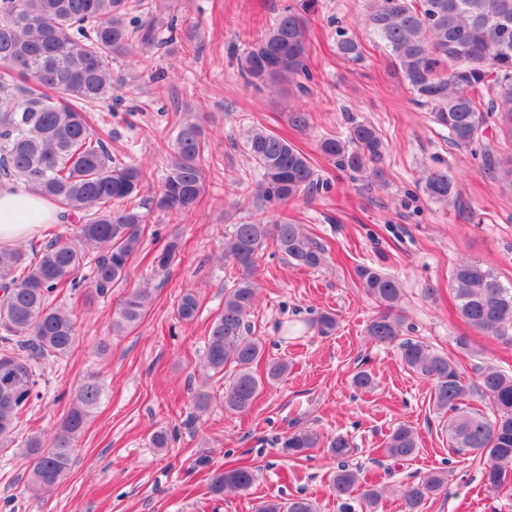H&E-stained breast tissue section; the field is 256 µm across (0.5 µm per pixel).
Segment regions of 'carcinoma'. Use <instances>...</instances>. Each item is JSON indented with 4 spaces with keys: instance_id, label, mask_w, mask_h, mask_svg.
I'll list each match as a JSON object with an SVG mask.
<instances>
[{
    "instance_id": "cac0c4a2",
    "label": "carcinoma",
    "mask_w": 512,
    "mask_h": 512,
    "mask_svg": "<svg viewBox=\"0 0 512 512\" xmlns=\"http://www.w3.org/2000/svg\"><path fill=\"white\" fill-rule=\"evenodd\" d=\"M317 0H301L283 10L271 27L247 50L241 75L256 89L293 83L302 93L310 80L307 68V19ZM145 0H0V182L53 202L71 232L48 231L49 239L26 253L0 246V452L13 446L20 419L40 398L39 368L63 360L77 341L75 315L58 304L61 292L83 286L98 296L126 279L141 252L146 214L137 200L145 173L112 154V58L133 44L156 42ZM367 21L388 52L395 74L406 82L412 100L431 110L433 122L448 129V143L481 157L484 171L512 191V0H367ZM336 51L357 63L363 48L339 32ZM107 110L99 109V104ZM494 123L490 139L476 136ZM178 131L167 158V174L152 207L175 214L194 210L205 191L208 166L200 125L190 118ZM243 149L261 170L260 200L286 204L317 184L312 157L287 138L255 127ZM319 151L340 172L353 177L376 174L385 147L369 122L352 124L345 136H328ZM423 188L433 201L456 200V180L447 169L427 171ZM152 264L172 266L180 244L161 238ZM273 246L288 262L305 269L326 263V249L303 225L286 218L233 225L224 238L222 259L239 270L224 288V308L213 320L203 357L204 367L224 381V411H249L267 383L288 375V362L273 361L260 376L254 366L264 359L260 339L250 336L248 316L256 305L254 273L261 253ZM355 275L381 311L367 326L368 338L397 344L401 361L430 385L433 409L457 456L482 463L485 490L498 494L512 487V374L493 366L480 368L465 383L461 365L429 344L403 334L399 309L402 289L397 277L372 265H358ZM450 287L460 318L475 333L512 344V282L480 260L456 265ZM151 292L136 288L119 303L112 317L116 334L144 317ZM199 310L196 295L178 300L179 320L190 322ZM321 335L336 330V315L322 312L310 321ZM103 396L100 377L86 375L69 398V410L52 436L31 434L25 443L29 489L50 490L68 475L84 425ZM486 400L489 407L473 404ZM282 452L301 460L314 448H325L338 461L331 487L339 499L355 495L371 510L384 488L361 476L347 463L352 444L344 435L326 437L310 427L288 431L278 440ZM418 435L406 425L395 427L385 441L386 457L412 460ZM255 481L246 465L209 472L208 489L247 491ZM447 474L430 471L405 487V512L424 506L447 489ZM256 512H316L313 501L265 500Z\"/></svg>"
}]
</instances>
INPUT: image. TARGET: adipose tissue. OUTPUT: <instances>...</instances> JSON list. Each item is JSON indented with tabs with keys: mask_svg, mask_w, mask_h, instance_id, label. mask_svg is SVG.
Segmentation results:
<instances>
[{
	"mask_svg": "<svg viewBox=\"0 0 512 512\" xmlns=\"http://www.w3.org/2000/svg\"><path fill=\"white\" fill-rule=\"evenodd\" d=\"M57 221L51 201L30 196L6 184L0 186V243L33 235L43 224Z\"/></svg>",
	"mask_w": 512,
	"mask_h": 512,
	"instance_id": "1",
	"label": "adipose tissue"
}]
</instances>
